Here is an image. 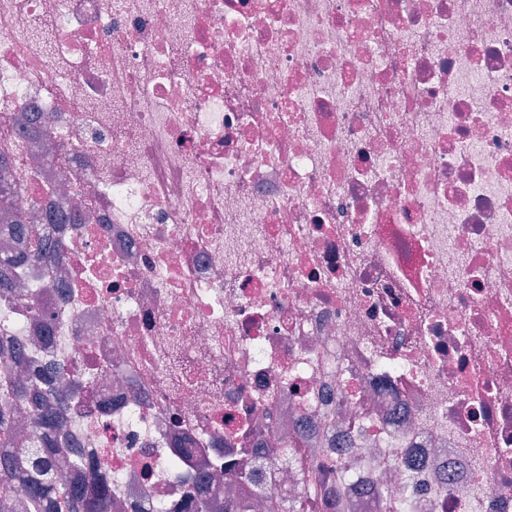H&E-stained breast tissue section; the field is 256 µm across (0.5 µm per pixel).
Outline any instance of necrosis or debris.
<instances>
[{
  "label": "necrosis or debris",
  "instance_id": "4bbe7bcc",
  "mask_svg": "<svg viewBox=\"0 0 512 512\" xmlns=\"http://www.w3.org/2000/svg\"><path fill=\"white\" fill-rule=\"evenodd\" d=\"M0 115L66 253L0 340L82 381L112 512L260 447L280 512L285 439L337 512H512V0H0Z\"/></svg>",
  "mask_w": 512,
  "mask_h": 512
}]
</instances>
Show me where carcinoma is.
Returning <instances> with one entry per match:
<instances>
[{
    "label": "carcinoma",
    "instance_id": "1",
    "mask_svg": "<svg viewBox=\"0 0 512 512\" xmlns=\"http://www.w3.org/2000/svg\"><path fill=\"white\" fill-rule=\"evenodd\" d=\"M9 161L0 154V218L19 228L26 247L18 259L0 263V296L18 287L16 265L57 266L65 258L58 242L47 239L36 224L26 223L23 214L12 205V182L8 181ZM26 361L21 349L0 343V371ZM78 389L68 390L50 385L41 390L24 377L0 376V512H111L112 501L104 481L95 471L83 482L62 483L49 470L52 454L59 448L63 435L60 410L63 402L76 396ZM26 408L39 419V444L15 437L16 410ZM296 466L308 473L301 498L285 501L283 512H329L330 487L338 468L306 459L296 442L286 443ZM252 498L241 496L224 501V512H251Z\"/></svg>",
    "mask_w": 512,
    "mask_h": 512
}]
</instances>
